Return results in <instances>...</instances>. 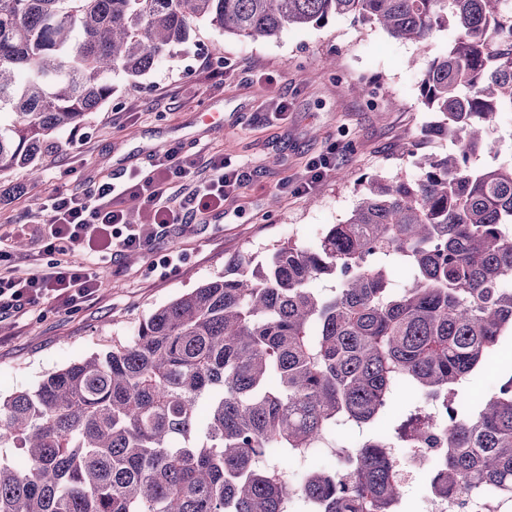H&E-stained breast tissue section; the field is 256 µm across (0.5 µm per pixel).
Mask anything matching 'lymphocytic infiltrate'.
Masks as SVG:
<instances>
[{"instance_id":"1","label":"lymphocytic infiltrate","mask_w":512,"mask_h":512,"mask_svg":"<svg viewBox=\"0 0 512 512\" xmlns=\"http://www.w3.org/2000/svg\"><path fill=\"white\" fill-rule=\"evenodd\" d=\"M182 179L187 182L185 191H172V183ZM244 185L242 173L228 168L223 155H212L201 165L174 146L149 173H130L122 184L105 182L79 195L55 191L42 204V237L56 260L20 275L10 252L0 250V317L28 305L47 302L70 309L90 301L113 256L143 250L173 225L223 211L229 193ZM122 197L138 204L143 222L128 221L125 209L117 204ZM78 248L84 259L76 263L70 255Z\"/></svg>"}]
</instances>
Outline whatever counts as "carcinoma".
Segmentation results:
<instances>
[{
  "label": "carcinoma",
  "mask_w": 512,
  "mask_h": 512,
  "mask_svg": "<svg viewBox=\"0 0 512 512\" xmlns=\"http://www.w3.org/2000/svg\"><path fill=\"white\" fill-rule=\"evenodd\" d=\"M343 15L418 43L456 31L421 96L458 152L406 149L416 175L371 179L314 246L234 259L130 343L0 398V447L27 462L0 457V512H396L393 449L409 436L443 448L437 496L512 502V374L475 410L460 393L512 331V158L471 164L512 105V0H0V174L38 180L56 136L112 97L111 74L146 75L200 21L257 40ZM393 263L413 273L404 288ZM323 277L330 297L311 288ZM405 390L448 426L411 413L378 429ZM338 421L369 432L352 467L294 481L258 464L316 447Z\"/></svg>",
  "instance_id": "obj_1"
}]
</instances>
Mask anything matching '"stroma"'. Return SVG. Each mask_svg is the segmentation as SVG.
Instances as JSON below:
<instances>
[{
	"label": "stroma",
	"instance_id": "obj_1",
	"mask_svg": "<svg viewBox=\"0 0 512 512\" xmlns=\"http://www.w3.org/2000/svg\"><path fill=\"white\" fill-rule=\"evenodd\" d=\"M456 34L434 32L420 46L336 16L249 40L201 22L177 54L137 80L112 77L99 111L57 136L40 160V180L26 170L0 175V233L39 215L54 190L80 193L131 171L150 172L153 158L182 144L198 162L215 153L240 165L245 187L224 212L173 226L143 251L108 264L92 304L37 310L0 319V396L32 390L49 373L131 342L151 313L222 275L240 254L263 260L277 244H315L345 223L371 177L415 173L406 154L443 155L456 144L432 133L437 120L419 95L428 62ZM335 59V68L325 66ZM335 151L337 170L310 193L293 196L313 161ZM173 255L169 268L162 256Z\"/></svg>",
	"mask_w": 512,
	"mask_h": 512
}]
</instances>
